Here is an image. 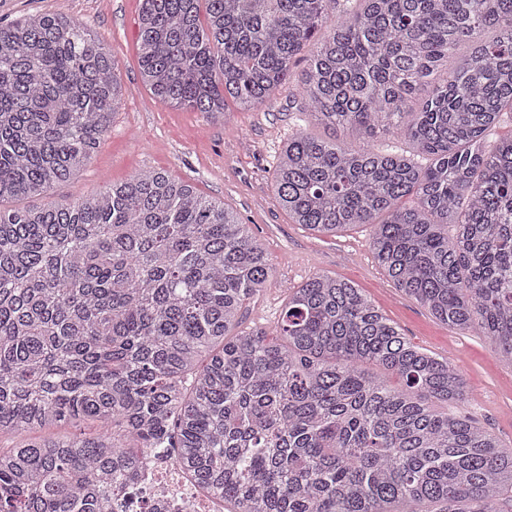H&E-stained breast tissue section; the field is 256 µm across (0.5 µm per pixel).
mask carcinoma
Here are the masks:
<instances>
[{
    "label": "carcinoma",
    "mask_w": 512,
    "mask_h": 512,
    "mask_svg": "<svg viewBox=\"0 0 512 512\" xmlns=\"http://www.w3.org/2000/svg\"><path fill=\"white\" fill-rule=\"evenodd\" d=\"M303 52L298 120L361 139L298 128L277 203L319 233L375 226L396 287L512 363V133L488 143L512 112V0H142L143 83L210 119L268 106ZM118 69L62 15L0 24V432L19 438L0 450V512H106L115 490L126 508L154 448L229 512H512V448L467 412L460 373L353 283L315 276L288 289L275 332L241 327L273 266L191 184L147 169L3 207L87 165ZM68 421L98 430L34 436Z\"/></svg>",
    "instance_id": "cac0c4a2"
}]
</instances>
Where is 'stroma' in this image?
Wrapping results in <instances>:
<instances>
[{"label":"stroma","mask_w":512,"mask_h":512,"mask_svg":"<svg viewBox=\"0 0 512 512\" xmlns=\"http://www.w3.org/2000/svg\"><path fill=\"white\" fill-rule=\"evenodd\" d=\"M141 0H0V22L62 13L97 34L119 63L121 99L112 128L91 161L48 200L62 204L88 197L142 169H163L202 195L223 203L250 225L274 274L242 312L244 327L273 331L286 303V287L315 275L354 283L415 346L449 360L469 393V410L503 446L512 448V364L487 337L439 322L430 310L396 288L375 262L373 227L361 224L320 235L295 224L275 200L273 170L296 129L297 88L307 67L297 61L289 82L269 107L233 111L214 121L171 106L143 84L138 65Z\"/></svg>","instance_id":"1"}]
</instances>
